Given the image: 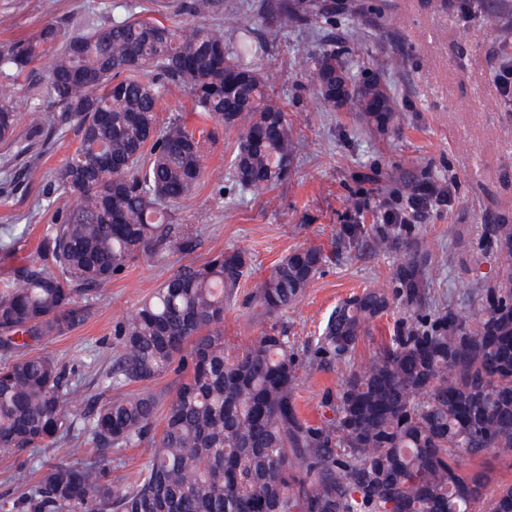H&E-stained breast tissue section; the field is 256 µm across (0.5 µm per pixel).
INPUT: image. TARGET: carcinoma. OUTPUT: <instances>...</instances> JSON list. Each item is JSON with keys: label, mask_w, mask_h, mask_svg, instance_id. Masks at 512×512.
<instances>
[{"label": "carcinoma", "mask_w": 512, "mask_h": 512, "mask_svg": "<svg viewBox=\"0 0 512 512\" xmlns=\"http://www.w3.org/2000/svg\"><path fill=\"white\" fill-rule=\"evenodd\" d=\"M317 0H283L267 24L317 17ZM175 27L134 15L88 32L55 23L24 42L0 43V74L25 71L58 49L47 93L59 108L33 106L30 144L48 128L75 126L79 143L56 175L48 206L61 216L37 258L0 282V455L54 448L61 460L0 512H476L488 479L456 465L458 452L512 456V224H494L499 281L475 286L479 307L464 314L433 300L440 261L421 259L413 224H345L344 246L395 257L390 288H368L337 306L308 346L309 365L336 368L333 416L313 423L295 406L298 352L285 332L245 346L224 340V313L249 266L242 250L215 254L166 280L118 322V344L101 383L111 395L77 412L82 387L67 367L34 346L89 320L80 298L143 255L192 237L168 205L205 178L209 138L182 122L158 125L161 87L130 74L157 71L187 86L214 128L238 134L233 181L260 194L288 177L294 132L258 67L267 44L247 25ZM299 64L329 110L354 112L380 135L399 129L394 94L376 77L358 79L333 50L304 51ZM343 84L336 104V81ZM18 122L12 87L0 85V142ZM325 262L302 247L254 282L246 303L267 315L288 310ZM398 310L388 341L365 362L355 352L370 327ZM184 379L155 433L151 388L174 366ZM104 449L151 448L147 469L126 486L104 478V459H84L74 431ZM484 512H512V485Z\"/></svg>", "instance_id": "carcinoma-1"}]
</instances>
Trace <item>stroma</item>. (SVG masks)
Segmentation results:
<instances>
[{
  "label": "stroma",
  "instance_id": "1",
  "mask_svg": "<svg viewBox=\"0 0 512 512\" xmlns=\"http://www.w3.org/2000/svg\"><path fill=\"white\" fill-rule=\"evenodd\" d=\"M180 0H0V42L25 41L46 23L63 30H87L127 11L169 25L188 23ZM268 0H225L200 14L206 23L248 24L267 35L261 61L268 92L283 105L298 137L290 173L267 194L240 190L231 180L230 160L237 147L233 132H214L198 112L187 88L167 83L158 105L159 123L172 119L211 134L206 164L210 177L174 206L190 226V249L171 247L138 258L88 301L93 316L63 336L45 341L38 353L67 365L93 409L117 339L114 326L128 310L151 295L183 267L213 255L245 250L249 270L240 288L248 294L254 279L300 247L320 248L326 261L301 300L288 311L261 319L237 305L224 316L229 344L250 342L261 332L287 331L305 348L328 314L366 288L388 286L395 273L389 254L341 252L336 232L355 213L360 224H379L386 209L405 204L419 188L446 189L447 204L415 217L417 237L442 267L431 283L435 301L463 313L476 309L467 293L474 283L493 285L498 266L488 229L512 224V98L504 97L494 76L502 60L512 59V0H329L334 10L268 29ZM334 49L360 76H377L391 88L402 114L399 131L379 135L363 129L352 113L326 110L315 99L311 79L297 63L298 53ZM405 66H396L397 58ZM48 58L33 64L44 78ZM30 76V77H33ZM30 77L10 76L19 122L13 138L0 143V280L32 259L56 217L46 207L56 173L74 151L76 129L51 134L38 145L27 141ZM336 373L326 365L300 367L295 401L299 415L320 421L321 402L335 393ZM55 452L42 448L0 457V497H17L37 479L41 461ZM461 471L486 472L490 488L512 484V456L492 451L460 454Z\"/></svg>",
  "mask_w": 512,
  "mask_h": 512
}]
</instances>
